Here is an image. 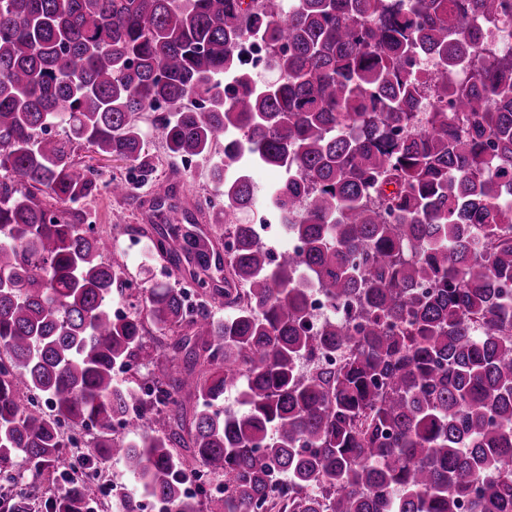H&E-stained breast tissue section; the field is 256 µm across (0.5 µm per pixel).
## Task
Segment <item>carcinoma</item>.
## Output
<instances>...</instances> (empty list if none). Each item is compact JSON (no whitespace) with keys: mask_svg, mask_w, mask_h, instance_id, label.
Returning <instances> with one entry per match:
<instances>
[{"mask_svg":"<svg viewBox=\"0 0 512 512\" xmlns=\"http://www.w3.org/2000/svg\"><path fill=\"white\" fill-rule=\"evenodd\" d=\"M510 36L512 0H0V480L21 455L50 512H93L59 471L65 432L91 426L90 455L166 512H512ZM82 145L137 182L101 179ZM189 160L219 231L174 223ZM255 167L284 173L263 204L300 249L274 257L234 221ZM144 186L148 225L123 230L181 280L119 317L114 235L74 205ZM314 292L334 310L316 329ZM157 355L148 392L117 383Z\"/></svg>","mask_w":512,"mask_h":512,"instance_id":"cac0c4a2","label":"carcinoma"}]
</instances>
